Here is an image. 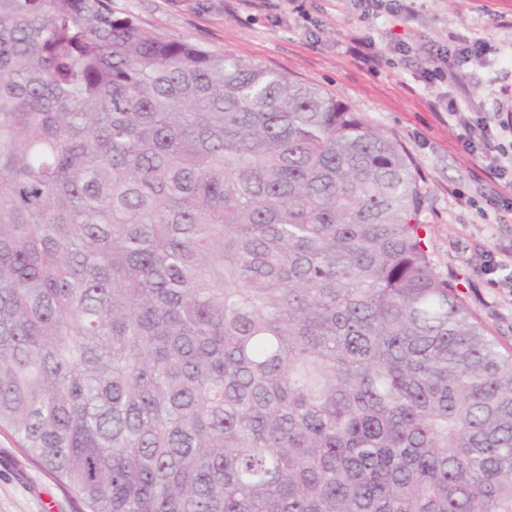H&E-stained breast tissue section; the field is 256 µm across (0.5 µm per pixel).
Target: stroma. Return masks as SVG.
Returning <instances> with one entry per match:
<instances>
[{"label": "stroma", "mask_w": 512, "mask_h": 512, "mask_svg": "<svg viewBox=\"0 0 512 512\" xmlns=\"http://www.w3.org/2000/svg\"><path fill=\"white\" fill-rule=\"evenodd\" d=\"M146 29L214 54L259 62L319 87L395 137L413 158L424 197L431 260L505 349H512V215L486 202L501 180L494 155L469 156L457 140L470 124L512 114V0H408L404 17L362 15L352 0H112ZM373 43L375 61L350 38ZM480 41L451 85L429 81L450 37ZM461 108L448 115L445 104ZM502 260L495 276L490 259ZM0 512H87L83 503L0 432Z\"/></svg>", "instance_id": "1"}]
</instances>
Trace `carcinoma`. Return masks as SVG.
Segmentation results:
<instances>
[{
    "mask_svg": "<svg viewBox=\"0 0 512 512\" xmlns=\"http://www.w3.org/2000/svg\"><path fill=\"white\" fill-rule=\"evenodd\" d=\"M402 146L112 0H0V430L88 512H512V351Z\"/></svg>",
    "mask_w": 512,
    "mask_h": 512,
    "instance_id": "obj_1",
    "label": "carcinoma"
}]
</instances>
